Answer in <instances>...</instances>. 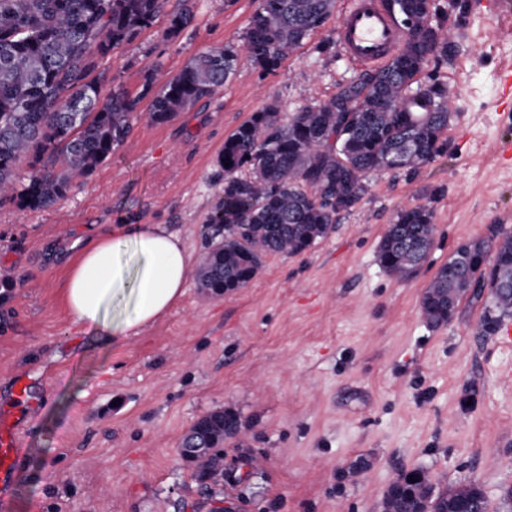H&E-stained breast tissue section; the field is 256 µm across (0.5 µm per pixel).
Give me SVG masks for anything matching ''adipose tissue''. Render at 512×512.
<instances>
[{
    "label": "adipose tissue",
    "mask_w": 512,
    "mask_h": 512,
    "mask_svg": "<svg viewBox=\"0 0 512 512\" xmlns=\"http://www.w3.org/2000/svg\"><path fill=\"white\" fill-rule=\"evenodd\" d=\"M191 260L160 224H119L85 242L69 266L63 302L98 339L138 334L184 294Z\"/></svg>",
    "instance_id": "obj_1"
}]
</instances>
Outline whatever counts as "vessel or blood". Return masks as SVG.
I'll use <instances>...</instances> for the list:
<instances>
[{
	"label": "vessel or blood",
	"instance_id": "obj_1",
	"mask_svg": "<svg viewBox=\"0 0 512 512\" xmlns=\"http://www.w3.org/2000/svg\"><path fill=\"white\" fill-rule=\"evenodd\" d=\"M404 32L382 10L379 0H349L336 30L341 52L363 67L385 64L399 49ZM26 377H16L9 405H0V512H14L12 491L26 450L19 427L34 410Z\"/></svg>",
	"mask_w": 512,
	"mask_h": 512
}]
</instances>
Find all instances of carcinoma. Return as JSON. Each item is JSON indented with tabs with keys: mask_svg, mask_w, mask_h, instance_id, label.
I'll list each match as a JSON object with an SVG mask.
<instances>
[{
	"mask_svg": "<svg viewBox=\"0 0 512 512\" xmlns=\"http://www.w3.org/2000/svg\"><path fill=\"white\" fill-rule=\"evenodd\" d=\"M162 0H0V202L23 209L53 206L74 181L89 176L127 137L137 99L121 87L101 97L91 77L117 46L151 27ZM390 16L405 33L402 48L382 68L366 72L325 102L311 104L280 124L274 109L254 113L224 141L218 163L224 196L206 223L216 241L204 256L200 285L212 294L247 287L269 254L298 255L328 234L336 216L362 199L368 175L413 174L441 153L448 128V85L421 77L425 64L458 52L452 33L437 36L447 15L426 0H389ZM334 0H257L244 36L262 74L275 72L287 53L320 28ZM185 7L169 15L165 37L193 23ZM232 46L193 56L174 77L155 86L144 75L142 94H153L149 119L161 124L224 86L237 70ZM30 160L27 178L18 164ZM433 212L418 206L397 214L381 238L378 264L400 281L428 260ZM512 230L493 224L488 234L459 246L421 299L433 327L448 324L461 299L489 290L493 307L481 330L493 334L512 317ZM224 433L209 440L208 461L193 463L200 485L224 474V440L243 428L240 415L218 416ZM478 484L434 490L426 471L404 472L390 484L382 512H460L468 505L490 512Z\"/></svg>",
	"mask_w": 512,
	"mask_h": 512,
	"instance_id": "1",
	"label": "carcinoma"
}]
</instances>
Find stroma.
<instances>
[{"instance_id": "stroma-1", "label": "stroma", "mask_w": 512, "mask_h": 512, "mask_svg": "<svg viewBox=\"0 0 512 512\" xmlns=\"http://www.w3.org/2000/svg\"><path fill=\"white\" fill-rule=\"evenodd\" d=\"M114 49L95 76L138 100L124 142L53 207L0 203V401L25 375L40 406L24 422L15 512H380L389 485L421 468L438 485L477 482L490 512H512V345L480 332L488 298H463L434 329L422 295L462 243L512 216V0H460V49L426 71L452 86L445 150L415 174L373 175L361 202L306 252L270 254L245 288L212 295L188 278L180 301L139 335L95 343L62 288L76 242L114 224H164L200 264L205 221L223 196L225 139L268 105L280 121L360 75L339 51L340 9L263 75L240 55L234 78L162 124L145 115L146 70L160 80L212 47H242L256 0H194V22L164 36L167 12ZM429 206L427 263L397 281L376 262L398 212ZM235 410L224 479L202 493L181 436L210 410ZM366 459L364 472L351 466Z\"/></svg>"}]
</instances>
